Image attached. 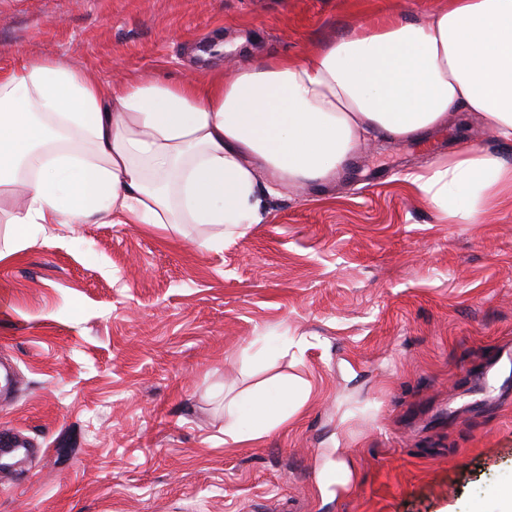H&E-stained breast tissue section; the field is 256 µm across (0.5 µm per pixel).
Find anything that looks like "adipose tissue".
I'll use <instances>...</instances> for the list:
<instances>
[{
    "mask_svg": "<svg viewBox=\"0 0 512 512\" xmlns=\"http://www.w3.org/2000/svg\"><path fill=\"white\" fill-rule=\"evenodd\" d=\"M474 114L512 141V0H448L424 19L360 24L301 58L271 55L232 77L103 91L80 69L25 60L0 76V209L11 252L45 224H206L223 247L283 189L336 179L361 145L401 141ZM449 224L512 205V162L480 149L406 176ZM275 384L239 400L257 420L224 442L283 422Z\"/></svg>",
    "mask_w": 512,
    "mask_h": 512,
    "instance_id": "adipose-tissue-1",
    "label": "adipose tissue"
}]
</instances>
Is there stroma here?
Masks as SVG:
<instances>
[{"label": "stroma", "instance_id": "35a3bbf8", "mask_svg": "<svg viewBox=\"0 0 512 512\" xmlns=\"http://www.w3.org/2000/svg\"><path fill=\"white\" fill-rule=\"evenodd\" d=\"M448 0H0V74L43 59L104 87L301 57L350 26ZM477 148L465 112L359 149L271 198L222 249L206 225L56 224L6 253L0 424L33 452L0 512H500L512 486V208L448 224L406 173ZM309 392L262 440L224 443L230 398Z\"/></svg>", "mask_w": 512, "mask_h": 512}]
</instances>
